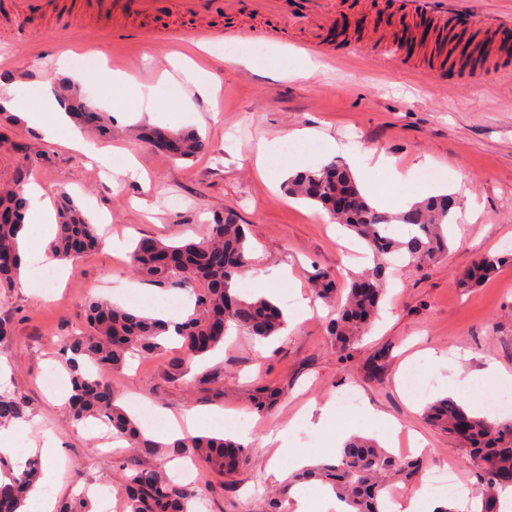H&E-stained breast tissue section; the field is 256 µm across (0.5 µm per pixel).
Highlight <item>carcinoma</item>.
Returning <instances> with one entry per match:
<instances>
[{"label": "carcinoma", "instance_id": "1", "mask_svg": "<svg viewBox=\"0 0 512 512\" xmlns=\"http://www.w3.org/2000/svg\"><path fill=\"white\" fill-rule=\"evenodd\" d=\"M70 115L77 126L100 137L112 136V123L85 99L66 97ZM175 139L179 143L175 159L194 157L207 148L194 132H170L149 128L139 140L156 147ZM25 179L19 178L0 194V210L12 219L0 222V291L16 283L21 265L19 236L24 228L29 203L21 194ZM288 194L315 202L343 226L353 230L373 254L375 264L355 275L346 302L338 310L332 331L343 343L363 335L371 325L383 294L386 266L382 260L397 254L419 267L448 252V225L453 203L448 195L429 198L409 210L391 215L371 206L348 170L334 163L316 170L294 174L286 183ZM349 199L343 213L336 212V197ZM396 223L410 227L405 236L393 231ZM97 247L95 225L66 199L60 204L59 232L54 247L63 259L79 257ZM134 273L161 288L191 291L193 308L175 334L180 352L187 358L200 357L224 342L229 328L260 339L279 335L285 326L281 310L264 298L248 299L238 293L240 278L253 268L246 225L227 215L211 225L209 236L199 242H165L142 239L131 252ZM498 258L485 255L474 269L459 280L471 288L496 271ZM316 294L324 299L336 293V284L321 273L311 276ZM92 335L75 336L61 347L64 364L71 375L72 394L68 415L76 423L89 417L103 419L112 432L127 441L128 447L153 455L160 448L206 460L219 473L235 469L245 459L244 446L215 436H185L162 443L147 437L132 416L117 404L118 396L104 372L124 365L126 355H150L166 350L169 323L144 317L103 300H93L87 309ZM27 418L26 400L18 393L0 394V427ZM425 418L437 428L459 439L469 452L480 484V503L475 512H498L500 494L512 487V420L490 422L468 413L451 399H441L427 407ZM423 460L401 458L376 442L351 438L339 458L325 461L294 476L282 491L261 498L251 512H285L291 486L297 481L321 480L332 486L348 512H383L384 494L390 478H411L421 472ZM39 471V462L8 472L0 478V512H20ZM127 512H189V504L199 493L176 482L163 469L123 472Z\"/></svg>", "mask_w": 512, "mask_h": 512}]
</instances>
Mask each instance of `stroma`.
Returning <instances> with one entry per match:
<instances>
[{"instance_id":"obj_1","label":"stroma","mask_w":512,"mask_h":512,"mask_svg":"<svg viewBox=\"0 0 512 512\" xmlns=\"http://www.w3.org/2000/svg\"><path fill=\"white\" fill-rule=\"evenodd\" d=\"M334 2V15L363 21L361 28H349L344 35L346 43L355 46L351 58L321 62L303 79H275L263 73L268 66L266 48H300L311 39V31H280L276 17H258L245 9L223 11L200 24L175 16L170 0H156L151 15L128 12L104 18L96 34L81 28L59 34L53 27L56 10L89 9L94 0H50V9L30 12L17 11L15 0H0V32L7 34L0 39V57L14 60L12 73L20 95L44 101L55 98L59 86L70 85L79 96L95 100L110 114L114 134L109 139L92 134L89 142L129 151L148 178L142 184L113 175L0 112V185L12 183L23 171L42 182L53 198L68 195L82 213L97 212L105 219L100 227L103 243L68 263L64 282L42 283L50 299L21 287L0 298V316L11 320L9 335L0 338V365L9 371L0 389L20 392L30 410L29 430L16 445L28 449L49 434L62 448L55 460L57 481L43 488L47 495L64 502L92 486L118 491L119 465L149 470L164 466L168 457L164 449L155 455L129 448L108 453L96 441L97 419L72 423L63 399L43 385L50 373L67 381L57 350L67 337L83 331L90 300L181 313L190 309L189 293L156 287L134 274L128 254L134 241H199L216 217L233 215L249 226L259 267L258 275L242 279L245 295L259 275L272 282L290 275L308 296L309 277L315 271L343 286L370 267L363 242L330 221L320 206L289 197L284 183L269 184L256 170L259 141L274 142L303 129L318 130L340 145L354 132L361 151L396 159L404 180L379 202L382 211H391L400 196L427 198L429 184L421 179V163L441 171L438 186L456 200L447 257L421 268L389 267L378 320L349 346H341L330 335L325 313L304 319L288 335L264 346L235 332L215 352L195 359L187 372L172 367L177 354L172 348L136 357L109 373L119 403L136 418L142 407H150L155 428L161 425L160 413L178 416L188 410L204 415L225 412L251 428L246 460L235 473L220 477L207 462H194L191 479L203 497L205 512H244L252 501L278 488V481L266 475V430L289 428L294 447L322 462L343 427L375 437L374 426L365 417L369 407L424 438L426 471L452 468L477 485L467 449L427 424L422 411L450 395L453 377L472 378L496 395L504 387L490 375L489 366L512 374V258H504L502 248L503 241H512V81L489 78L467 66L457 68L453 82L441 83L436 78L442 58L436 38L414 44L408 53L395 51L402 26L392 19L389 0ZM200 25L216 34L246 27L266 33L258 42L237 44L242 55L260 47V54L253 55L256 71L225 62L217 52L199 57L218 88L214 108L201 101L186 105L175 86L183 74L169 62L172 52L186 43L187 32ZM124 27H178L183 34L159 44L121 36ZM66 48L78 59L97 58L103 76L84 85L61 74L53 56ZM385 54L391 63L383 67L378 59ZM165 69L174 84H159ZM113 72L154 88L150 105L162 116L161 128L197 132L207 142V152L175 160L137 141L135 130L151 125L150 114L133 119L113 111L120 95L109 78ZM115 240L123 244V251L113 250ZM487 254L502 258L494 276L468 289L458 287L459 277ZM430 351L456 357V371L428 360ZM417 352L425 356L419 379L429 386L420 398L400 386L401 365ZM205 372L216 374V381H202ZM353 385L360 393V408L336 409L338 395ZM265 388L275 391L276 399L260 412L253 398ZM326 405L332 408L326 426L314 427L299 417L303 409Z\"/></svg>"}]
</instances>
